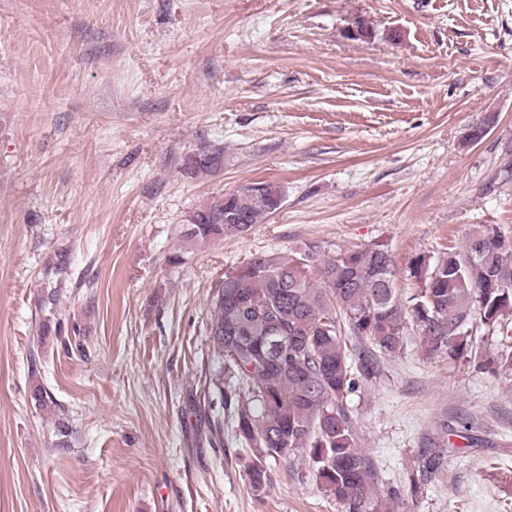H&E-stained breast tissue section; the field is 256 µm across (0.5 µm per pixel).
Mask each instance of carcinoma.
<instances>
[{
    "mask_svg": "<svg viewBox=\"0 0 512 512\" xmlns=\"http://www.w3.org/2000/svg\"><path fill=\"white\" fill-rule=\"evenodd\" d=\"M221 152H203L195 168H218ZM211 197L183 219L188 246L242 237L265 224L282 198L262 183ZM416 288L402 296L388 245L336 247L334 251L261 253L224 273L210 304L212 349L219 370L209 379L224 407L234 414L236 436L254 449L246 465L250 491L269 487L267 461L304 453L320 489L344 512H394L397 494L377 496L378 474L359 447L344 399L360 381L376 375L371 351L353 350L350 333L370 341L383 355L404 348L408 327L416 329L427 356L468 357L492 373L512 372V352L487 351L473 339L479 322L512 336V242L496 224H475L461 249L434 257L415 255L408 266ZM288 337V363L267 360V336ZM234 387L224 390V374ZM444 451L423 456L425 473L444 464Z\"/></svg>",
    "mask_w": 512,
    "mask_h": 512,
    "instance_id": "obj_1",
    "label": "carcinoma"
}]
</instances>
